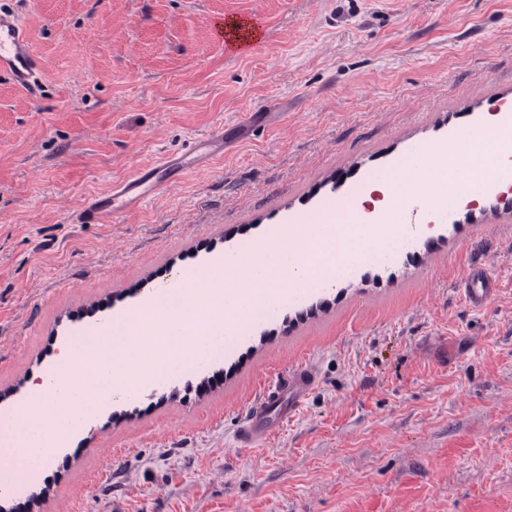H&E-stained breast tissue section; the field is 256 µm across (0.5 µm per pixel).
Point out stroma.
Instances as JSON below:
<instances>
[{"label": "stroma", "instance_id": "obj_1", "mask_svg": "<svg viewBox=\"0 0 512 512\" xmlns=\"http://www.w3.org/2000/svg\"><path fill=\"white\" fill-rule=\"evenodd\" d=\"M44 92L0 79V414L72 336L143 309L279 224L323 223L461 121L512 113V0H12ZM258 44L229 48L218 20ZM245 112H271L245 131ZM223 126L213 169L109 224L74 211ZM408 254L359 261L250 324L205 373L114 402L0 512H512V204L483 197ZM495 291L470 306L461 282ZM304 408L233 447L279 373ZM38 492L29 500V492Z\"/></svg>", "mask_w": 512, "mask_h": 512}]
</instances>
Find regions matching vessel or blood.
<instances>
[{
  "mask_svg": "<svg viewBox=\"0 0 512 512\" xmlns=\"http://www.w3.org/2000/svg\"><path fill=\"white\" fill-rule=\"evenodd\" d=\"M41 61L32 45L19 13L0 6V77L22 91L34 92ZM224 156V130L216 128L208 137L192 139L179 153H169L114 182L104 195L88 197L77 208L79 224H108L112 219L141 209L148 201L163 195L193 169H205ZM488 277H474L464 283L463 294L469 305L482 306L493 294ZM317 385L314 368L307 363L290 368L274 385L265 388L244 410L236 441L252 448L277 433L304 404Z\"/></svg>",
  "mask_w": 512,
  "mask_h": 512,
  "instance_id": "obj_1",
  "label": "vessel or blood"
}]
</instances>
